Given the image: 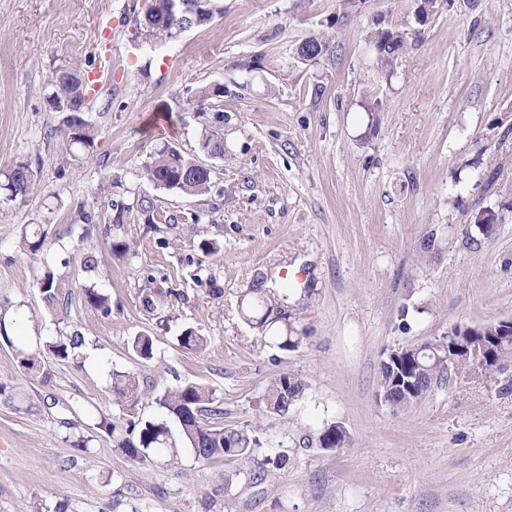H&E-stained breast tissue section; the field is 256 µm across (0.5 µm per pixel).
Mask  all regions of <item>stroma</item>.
Masks as SVG:
<instances>
[{"label": "stroma", "mask_w": 512, "mask_h": 512, "mask_svg": "<svg viewBox=\"0 0 512 512\" xmlns=\"http://www.w3.org/2000/svg\"><path fill=\"white\" fill-rule=\"evenodd\" d=\"M146 5L0 0V175L25 161L37 179L27 198L0 193L12 338L0 342V512H512V376L443 380L403 411L376 398L387 350L512 319V0H451L424 25L413 0H210L207 26L156 43L133 36ZM380 18L406 34L388 72L370 38ZM312 34L328 51L301 61ZM101 48L105 70L87 63ZM74 63L98 132L79 168L64 164L63 115L46 102L51 75ZM217 83L223 96L196 117L199 90ZM210 133L223 156L204 150ZM166 144L211 166L207 194L145 177ZM116 202L135 207L125 223ZM29 224L47 231L48 254L20 250ZM87 287L110 315L84 304ZM157 288L171 302L147 311ZM263 295L301 336L296 350L247 320ZM189 326L204 351L179 344ZM77 331V357L38 375L12 349ZM140 335L152 360L131 349ZM125 371L141 380L130 406L112 397ZM283 372L306 384L284 418L263 402ZM188 382L223 407L216 426L258 428L249 458L132 460L100 428L104 413L121 428L158 417L156 397ZM334 424L345 447L321 448ZM79 435L87 451L71 447Z\"/></svg>", "instance_id": "obj_1"}]
</instances>
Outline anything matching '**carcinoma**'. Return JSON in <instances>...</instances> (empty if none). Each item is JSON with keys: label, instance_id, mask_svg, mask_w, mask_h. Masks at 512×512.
I'll return each mask as SVG.
<instances>
[{"label": "carcinoma", "instance_id": "1", "mask_svg": "<svg viewBox=\"0 0 512 512\" xmlns=\"http://www.w3.org/2000/svg\"><path fill=\"white\" fill-rule=\"evenodd\" d=\"M135 37L157 42L173 38L174 19L167 12L166 0H151L143 15L134 19ZM371 42L376 52L380 69H392L400 55L406 50V41L402 31L392 27H380L371 33ZM88 82L85 81L81 67L69 66L55 72L50 82L47 100L73 103L86 107ZM66 145L65 163L79 165L93 154L96 128L84 122L65 120L55 129ZM144 175L151 182L160 181L166 189H176L188 195H202L208 191L211 172L200 166V161L183 154L174 147L159 150L156 157L145 165ZM5 183L19 184L17 196L27 197L33 193L36 185L34 171L24 162L16 164L5 176ZM48 236L35 226L23 234L21 247L24 251L38 254L47 250ZM84 303L104 315L111 313L108 295L94 289L82 291ZM254 309L262 310L255 320L261 331L273 333L277 346L285 351L298 348L302 337L296 335L294 328L283 321L284 314L273 301L265 296L255 300ZM498 323H486L478 326V339L498 338L494 359L483 367H475L469 361L457 364V373L461 376L481 375L492 377L502 366H512V337L497 336ZM0 339L15 347L20 366L28 373L43 371L45 360L65 361L75 357V351L84 342L83 336L75 333L55 341L34 345L14 346L7 329L6 313L0 311ZM448 340L443 336L423 345L418 354L413 348L402 349L400 365L394 366L384 360L380 368L376 396L396 410H403L426 400L432 393L434 384L448 377ZM182 347L201 352L207 345L206 337L193 328H187L179 336ZM132 349L141 360L153 357L152 340L148 336H137L132 341ZM421 371L422 380L410 391L398 392L392 385L395 370H405V364ZM305 384L297 375L282 372L270 383L265 394L266 408L269 412L282 417L288 416L291 407L301 397ZM112 396L118 404L134 403L141 396L140 381L133 371L112 374ZM159 407L166 411L167 418L162 420H128L125 436L119 439L118 447L130 459H141L151 450L165 449L173 454L183 444L191 448L197 461L208 463L222 457L246 459L259 444L257 430L226 429L212 427L202 421V414L209 411L222 414L214 406V396L205 387L188 383L175 389L166 390L156 398ZM346 442V434L338 425L324 429L319 436L322 448H341Z\"/></svg>", "mask_w": 512, "mask_h": 512}]
</instances>
